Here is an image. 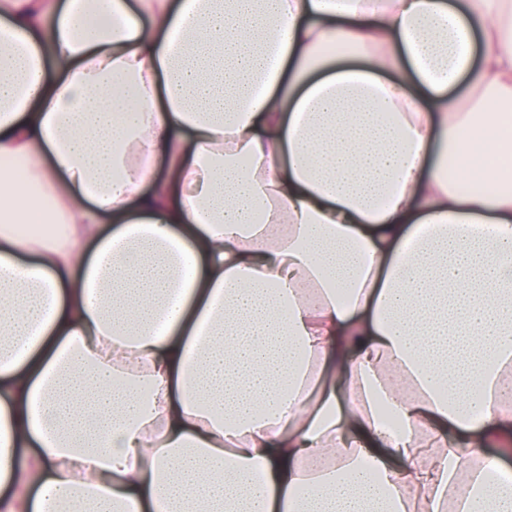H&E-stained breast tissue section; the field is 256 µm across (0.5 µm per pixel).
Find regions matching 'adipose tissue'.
I'll return each instance as SVG.
<instances>
[{"label":"adipose tissue","instance_id":"ef3b65f1","mask_svg":"<svg viewBox=\"0 0 512 512\" xmlns=\"http://www.w3.org/2000/svg\"><path fill=\"white\" fill-rule=\"evenodd\" d=\"M508 104L512 0H0V512H512Z\"/></svg>","mask_w":512,"mask_h":512}]
</instances>
